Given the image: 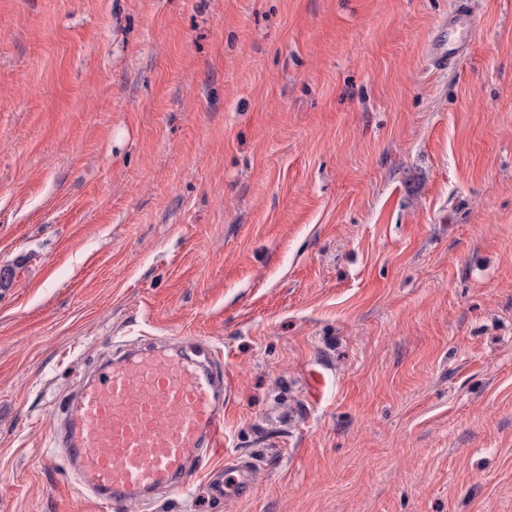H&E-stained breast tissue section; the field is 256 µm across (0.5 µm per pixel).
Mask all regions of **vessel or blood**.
<instances>
[{
	"instance_id": "b4317fda",
	"label": "vessel or blood",
	"mask_w": 512,
	"mask_h": 512,
	"mask_svg": "<svg viewBox=\"0 0 512 512\" xmlns=\"http://www.w3.org/2000/svg\"><path fill=\"white\" fill-rule=\"evenodd\" d=\"M460 43H438L433 67L457 65ZM224 379L210 361L153 341L124 352L79 386L53 435L101 512L159 491L172 496L210 462L207 489L215 500L248 498L253 464L244 457L213 460L224 450Z\"/></svg>"
}]
</instances>
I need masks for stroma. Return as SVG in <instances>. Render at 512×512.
<instances>
[{
	"instance_id": "1",
	"label": "stroma",
	"mask_w": 512,
	"mask_h": 512,
	"mask_svg": "<svg viewBox=\"0 0 512 512\" xmlns=\"http://www.w3.org/2000/svg\"><path fill=\"white\" fill-rule=\"evenodd\" d=\"M0 0V512H93L65 400L215 347L254 492L512 512V0ZM474 23V16L467 0H460L459 8L448 14V30L467 32ZM464 40L460 39L456 43L446 44L438 43L429 55V61L433 67L440 70H453L461 54V46Z\"/></svg>"
}]
</instances>
